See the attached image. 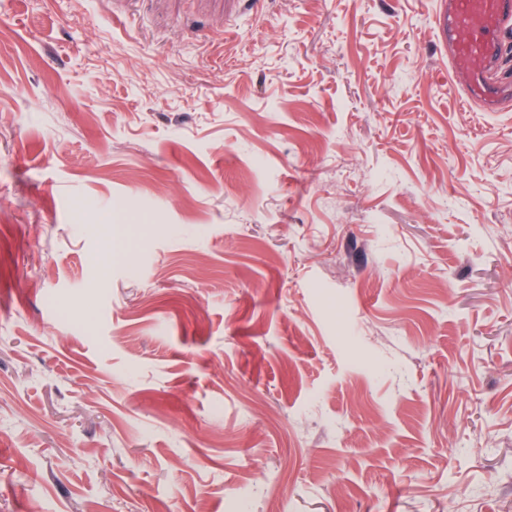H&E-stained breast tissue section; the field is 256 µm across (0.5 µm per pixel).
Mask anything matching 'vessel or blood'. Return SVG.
<instances>
[{
	"mask_svg": "<svg viewBox=\"0 0 512 512\" xmlns=\"http://www.w3.org/2000/svg\"><path fill=\"white\" fill-rule=\"evenodd\" d=\"M511 22L512 0H448L445 9L450 68L454 76L464 78L467 99L488 112L494 111L500 90L483 74L496 64L498 36Z\"/></svg>",
	"mask_w": 512,
	"mask_h": 512,
	"instance_id": "1",
	"label": "vessel or blood"
}]
</instances>
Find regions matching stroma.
Returning <instances> with one entry per match:
<instances>
[{
  "label": "stroma",
  "instance_id": "stroma-1",
  "mask_svg": "<svg viewBox=\"0 0 512 512\" xmlns=\"http://www.w3.org/2000/svg\"><path fill=\"white\" fill-rule=\"evenodd\" d=\"M442 2L0 0V512H512Z\"/></svg>",
  "mask_w": 512,
  "mask_h": 512
}]
</instances>
